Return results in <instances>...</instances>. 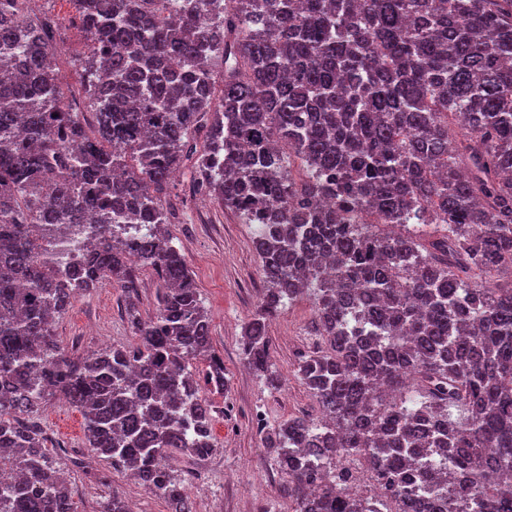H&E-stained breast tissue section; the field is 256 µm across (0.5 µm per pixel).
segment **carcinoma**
I'll use <instances>...</instances> for the list:
<instances>
[{"instance_id": "obj_1", "label": "carcinoma", "mask_w": 512, "mask_h": 512, "mask_svg": "<svg viewBox=\"0 0 512 512\" xmlns=\"http://www.w3.org/2000/svg\"><path fill=\"white\" fill-rule=\"evenodd\" d=\"M29 2L0 0V48L27 45L0 56V512H77L34 421L55 393L112 469L193 512L164 460L213 451L224 359L167 229L179 167L255 225L252 369L269 317L311 298L297 373L321 417L260 425L296 512H512V0H76L67 102ZM86 214L92 259H47ZM144 272L163 291L128 309L137 345L58 342L76 295L130 299Z\"/></svg>"}]
</instances>
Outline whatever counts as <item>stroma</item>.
<instances>
[{"instance_id": "stroma-1", "label": "stroma", "mask_w": 512, "mask_h": 512, "mask_svg": "<svg viewBox=\"0 0 512 512\" xmlns=\"http://www.w3.org/2000/svg\"><path fill=\"white\" fill-rule=\"evenodd\" d=\"M31 8L56 20L60 82L63 88H76L72 62L83 55L85 44L72 24L71 0H32ZM172 193L182 204L179 221L169 230L208 312L212 346L224 359L226 384L223 393L206 395L222 409L212 421V453L204 457L173 453L169 468L183 480L195 512H293V505L280 495L282 474L275 455L262 442L259 424L320 415L318 404L296 375L300 355L321 344L312 305L306 300L286 304L269 321V370L279 380L278 387H271L265 376L249 369L240 350L242 328L256 313L263 292L252 227L213 199L190 196L187 171L178 172ZM159 296L157 282L147 273L131 301L121 288L103 282L73 300L56 321L55 336L61 345L83 353L133 345L137 337L128 321V305H135L140 317L147 319L155 315ZM36 421L50 455L69 470L78 512H102L114 492L136 504L139 512H166L163 499L96 457L85 439L80 412L68 403L48 397Z\"/></svg>"}]
</instances>
